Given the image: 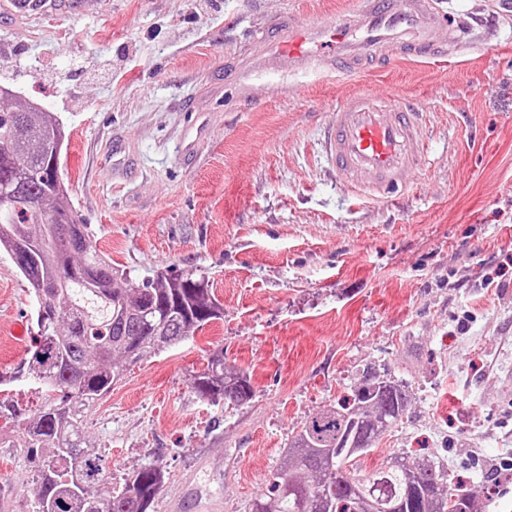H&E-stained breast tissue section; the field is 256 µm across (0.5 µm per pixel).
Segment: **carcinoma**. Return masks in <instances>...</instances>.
I'll return each mask as SVG.
<instances>
[{
  "instance_id": "carcinoma-1",
  "label": "carcinoma",
  "mask_w": 512,
  "mask_h": 512,
  "mask_svg": "<svg viewBox=\"0 0 512 512\" xmlns=\"http://www.w3.org/2000/svg\"><path fill=\"white\" fill-rule=\"evenodd\" d=\"M60 129L55 115L18 103L0 87V252L29 282L53 276L62 262L73 266L58 308L36 311V336L23 365L45 395L28 427L30 447L45 450L36 479L38 512H148L162 471L146 466L121 490L98 492L105 463L82 447L81 409L109 393L144 355L195 335L222 318L224 308L206 277L194 273H158L128 287L127 273L97 251L88 225L64 202ZM30 198L39 201L38 210L27 207ZM64 216L78 228L72 239L54 234ZM102 283L111 298L100 296ZM192 388L209 401L253 395L247 374L227 370L222 357L194 377ZM57 392L63 397H52ZM407 406L398 384L365 377L351 399L301 428L249 512H474L471 495L452 489L447 469L434 461L405 454L361 469L360 459L402 421Z\"/></svg>"
}]
</instances>
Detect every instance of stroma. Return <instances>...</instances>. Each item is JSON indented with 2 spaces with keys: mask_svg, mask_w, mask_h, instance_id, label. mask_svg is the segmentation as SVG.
Instances as JSON below:
<instances>
[{
  "mask_svg": "<svg viewBox=\"0 0 512 512\" xmlns=\"http://www.w3.org/2000/svg\"><path fill=\"white\" fill-rule=\"evenodd\" d=\"M66 2L41 19L0 8V86L63 124L67 201L131 284L202 274L224 307L84 408L106 488L155 465L151 512H170L190 474L199 500L248 512L303 423L377 372L409 405L364 468L417 452L477 512H512V0H435L445 56L264 77L246 103L233 75L258 31L350 0ZM361 90L424 114L427 164L393 206L357 200L323 150L332 110ZM194 120L207 131L189 150ZM115 139L130 147L116 183ZM36 307L0 253V373L25 358ZM215 356L249 375L250 401L196 395ZM40 402L30 379L0 384V512H36L27 422L3 413Z\"/></svg>",
  "mask_w": 512,
  "mask_h": 512,
  "instance_id": "stroma-1",
  "label": "stroma"
}]
</instances>
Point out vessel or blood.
<instances>
[{
	"label": "vessel or blood",
	"instance_id": "b4317fda",
	"mask_svg": "<svg viewBox=\"0 0 512 512\" xmlns=\"http://www.w3.org/2000/svg\"><path fill=\"white\" fill-rule=\"evenodd\" d=\"M448 25L432 0H353L337 21L291 19L275 34L258 37L254 56L236 71V89L246 94L266 73L344 76L363 65L433 59L440 54L433 37ZM421 122V112L398 96L357 92L332 113L324 139L327 159L355 197L387 201L427 163Z\"/></svg>",
	"mask_w": 512,
	"mask_h": 512
}]
</instances>
